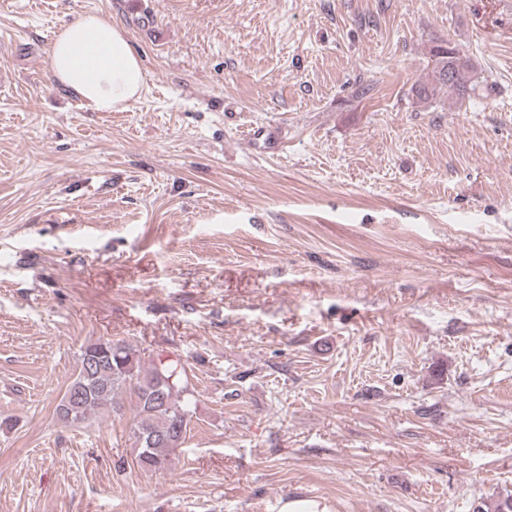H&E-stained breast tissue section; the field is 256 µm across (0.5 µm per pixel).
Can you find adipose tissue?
I'll return each mask as SVG.
<instances>
[{
  "mask_svg": "<svg viewBox=\"0 0 512 512\" xmlns=\"http://www.w3.org/2000/svg\"><path fill=\"white\" fill-rule=\"evenodd\" d=\"M52 80L93 112H119L139 99L145 71L123 29L85 14L64 26L49 48Z\"/></svg>",
  "mask_w": 512,
  "mask_h": 512,
  "instance_id": "adipose-tissue-1",
  "label": "adipose tissue"
}]
</instances>
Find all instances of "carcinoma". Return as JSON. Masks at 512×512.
Wrapping results in <instances>:
<instances>
[{
	"instance_id": "carcinoma-1",
	"label": "carcinoma",
	"mask_w": 512,
	"mask_h": 512,
	"mask_svg": "<svg viewBox=\"0 0 512 512\" xmlns=\"http://www.w3.org/2000/svg\"><path fill=\"white\" fill-rule=\"evenodd\" d=\"M433 83L448 89V97L463 94L462 75L469 57L453 47L432 50ZM177 360L146 362L140 351L122 340L100 338L81 348L75 378L56 407L58 417L82 425L98 414L119 413L123 396L134 402L129 432L136 450L134 465L147 472L163 471L187 435L192 394L180 385Z\"/></svg>"
}]
</instances>
